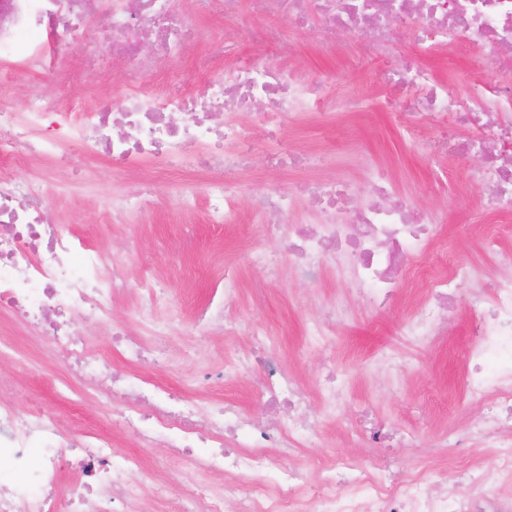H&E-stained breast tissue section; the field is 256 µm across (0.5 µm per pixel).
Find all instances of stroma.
<instances>
[{
	"label": "stroma",
	"mask_w": 512,
	"mask_h": 512,
	"mask_svg": "<svg viewBox=\"0 0 512 512\" xmlns=\"http://www.w3.org/2000/svg\"><path fill=\"white\" fill-rule=\"evenodd\" d=\"M255 19L250 12L233 23L220 18L209 19L203 37L209 47L219 49L222 41L232 42L238 53L257 52L250 36ZM317 28L298 30L291 36L292 58L303 75L313 79L336 77L352 87L357 106L329 104V121L319 114L307 113L284 122L290 144L315 151L316 166L305 170L271 172L266 166L267 145L257 140L251 166L239 173L242 185L239 198L241 221L237 224H210L204 217L202 184L190 179L183 195L171 193L169 177L158 181L160 203L149 213L126 219L122 224H106L110 196L115 178L106 163H98L89 180H76L67 196L47 195L43 204L59 223L86 235L106 255L136 250L139 258L129 268L137 287L115 297L112 313L116 321L135 326L144 295L152 286L162 284L171 294L169 305L156 308L158 320L177 318L173 336L168 337L160 364L147 369L148 377L173 386H190L203 404L221 398L238 402L248 414L264 416L266 406L253 390L252 380L228 384L221 380H202V369L220 371L225 360L248 348L251 336L203 338L193 326L196 309L207 299L214 281V265L224 254H234L237 269L246 282L245 293L235 304L236 311L263 325L280 349L283 367L311 388V408H318L315 395L316 375L323 360L336 364L344 382L347 406L342 421L328 423L324 435L335 442L342 454L362 457L372 455V442L356 443L344 432L346 422L355 411L369 406L386 423L418 426L422 439L431 436V424L464 422L478 415L483 404L468 398L460 365L469 340L468 326L477 312V282L461 286L458 310L448 325V334L433 351L410 345L399 334L405 317L402 305H394L382 314L354 307L351 318L337 327L335 335L324 337L321 346L308 347L307 322L316 314L318 299L339 294L351 295L353 285L340 268L323 269L313 281L284 270L279 281H265L262 274L250 269L244 256L253 243L249 225L259 223L255 202L259 195L275 188L317 176L333 175L362 183L366 167L380 169L397 192L416 208L442 211L447 222L441 227V243L428 257L429 262L447 259L449 264L474 270L480 276L497 275L494 249L487 242L495 225L505 223V216L484 211V186L472 180L469 172L475 159L456 154L433 155L399 124L391 110L392 92L382 83V64L362 59L355 44H347L333 57L317 53ZM428 63L448 82V90L459 97L473 93L478 63L430 54ZM0 81L12 87L14 105H22L31 84H39L53 99H77L85 90L73 81H64L55 73L13 80L9 72L0 73ZM0 333L27 352L30 363L14 364L0 360V377L14 384L19 409L28 403H41L59 418L65 431L83 433L106 425L112 419V406L101 403L94 394L67 400L49 387L44 370L55 363L53 355L42 352V337L32 336L21 325L0 324ZM394 352L405 356L408 370L399 385L379 381L373 362L378 355Z\"/></svg>",
	"instance_id": "35a3bbf8"
}]
</instances>
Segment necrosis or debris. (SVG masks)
Returning <instances> with one entry per match:
<instances>
[{"label":"necrosis or debris","instance_id":"4bbe7bcc","mask_svg":"<svg viewBox=\"0 0 512 512\" xmlns=\"http://www.w3.org/2000/svg\"><path fill=\"white\" fill-rule=\"evenodd\" d=\"M249 4L262 23L254 41L276 48L274 57L212 53L201 89L188 93L174 60L188 58L204 18L231 21ZM287 18L294 29L319 24L318 48L332 55L343 38H357L366 56L384 61L386 84L405 91L395 101L407 129L434 152L479 157V177L488 187L487 209L512 215V88L489 81L491 71H512V0H0V70L49 73L65 47L84 46L70 75L98 92L113 67L123 69V89L105 110L78 98L49 99L30 88L14 106L0 88V159L50 161L56 173L94 156L116 172L144 178L112 193V219L149 211L156 195L148 180L155 172L191 168L206 176L205 214L213 224L239 223V184L213 180L214 171L247 169L254 141L245 116L265 127L272 168L306 166L310 154L283 148L279 117H298L335 100L341 90L326 81L291 73L287 37L273 25ZM412 31L423 51L448 47L483 61L481 93L463 102L424 62L394 61V42ZM433 138H425V131ZM48 184L0 172V313L7 311L46 336L72 376L110 379L108 398L129 397L117 418L133 429L140 447L163 448L171 462L209 475V482L186 479L178 496L157 482L156 500H170V512H512V250L499 255L500 276L485 281L478 294L480 313L470 325L463 372L468 396L481 399L482 413L464 432L450 429L432 445L493 451L491 466L471 461L452 469L463 485L459 494L420 477H402L392 461L368 464L342 454L328 456L313 475L283 464L284 455L308 447L319 422L336 419L344 390L334 364L323 363L321 409L304 413L305 389L285 370L276 348L263 343L224 364L223 378H257L277 422H258L228 402L219 411L148 381L137 369L147 337L165 325L140 312L144 332L112 321V299L131 288L130 256H105L75 231L53 222L42 210L44 197L64 193ZM311 203L313 221L296 224L288 214L297 199ZM257 207L264 233L283 243L291 269L314 279L323 264H337L349 276L360 301L381 312L392 307L406 280L420 290L401 331L419 348L430 347L454 313L453 301L470 270L452 266L427 270L424 258L434 242L441 213L424 214L377 172L364 188L334 178L304 181L262 194ZM238 277L225 273L217 298L197 313L202 334L232 335L241 319L224 308L236 297ZM92 313L112 327L113 355L93 352L81 331L60 322L55 312ZM120 356L123 367L113 365ZM82 456L69 484L61 477L66 451ZM143 467L136 453L112 452V437L93 432L67 438L59 420L39 405L18 410L0 395V512H149L131 477Z\"/></svg>","mask_w":512,"mask_h":512}]
</instances>
